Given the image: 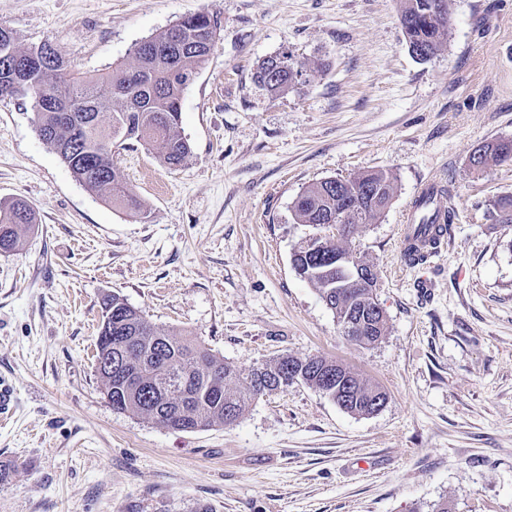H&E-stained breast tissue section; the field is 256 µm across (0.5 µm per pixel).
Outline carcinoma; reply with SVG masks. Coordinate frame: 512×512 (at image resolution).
I'll use <instances>...</instances> for the list:
<instances>
[{
    "label": "carcinoma",
    "instance_id": "1",
    "mask_svg": "<svg viewBox=\"0 0 512 512\" xmlns=\"http://www.w3.org/2000/svg\"><path fill=\"white\" fill-rule=\"evenodd\" d=\"M445 14L446 0H401L399 22L409 48H422L428 59L437 55L448 36ZM218 29L217 18L209 12L188 15L136 44L130 67L98 74L72 68L53 50L55 63L27 73L33 92L48 102L36 113L41 139L90 191L147 218V211L120 179L112 150L136 142L169 168L184 163L191 147L179 131L181 99L187 79L213 50ZM7 34L8 39L0 38V87L10 81L15 63L29 55L17 46L12 31ZM291 66L299 64L289 52L271 56L259 64L254 81L282 95L293 87ZM501 142L495 138L478 148L477 170L505 161ZM395 182L396 176L386 170L325 178L303 188L292 209L298 223L318 226L330 223L339 207L347 211V224L356 230L381 218L393 198ZM494 208L496 223L512 224V198L497 201ZM36 224V212L27 202L1 205L0 254L17 251L23 233ZM330 242V248L310 255L302 265L320 272L307 281L340 321L350 310L359 312L370 305L377 294L369 288L362 295L350 281L336 292V235H330ZM96 347L97 362L103 364L97 372L112 408L177 431L237 422L258 398L254 376L261 370L281 375L287 386L294 383L277 361L242 368L192 339L161 333L116 294L103 299ZM349 375L354 387L351 414L369 413L373 397L388 399L379 385L352 371Z\"/></svg>",
    "mask_w": 512,
    "mask_h": 512
}]
</instances>
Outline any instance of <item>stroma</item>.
Instances as JSON below:
<instances>
[{
  "mask_svg": "<svg viewBox=\"0 0 512 512\" xmlns=\"http://www.w3.org/2000/svg\"><path fill=\"white\" fill-rule=\"evenodd\" d=\"M400 0H0L21 48L51 44L76 69L132 61L135 44L214 13L219 34L182 96L191 153L163 166L140 144L112 161L143 212L79 183L40 138L31 106L0 98V203L38 224L0 255V512H512V161L470 170L512 137V0H448L449 36L410 51ZM291 52L299 84L253 81ZM326 69H317V61ZM389 169L392 202L346 239L374 265L387 332L346 336L293 253L300 190ZM443 179L455 217L439 257L407 266L403 218ZM119 295L158 331L195 336L247 367L326 357L389 400L355 416L302 383L231 425L173 431L109 403L96 370L101 302ZM281 66L284 68H279ZM290 66L294 68H302V65H299L288 51H284L275 56H271L267 59H264L259 64L253 76L254 81L258 85L260 84L266 88L274 95L285 94L290 88L295 86V84L293 85L294 82L289 75L288 69ZM273 70H277L278 72L277 80H270L268 78V81L265 83L267 75ZM508 138H495L483 143L475 152H482L476 160V168L474 170L483 171L490 162H503L505 159L501 150V142Z\"/></svg>",
  "mask_w": 512,
  "mask_h": 512,
  "instance_id": "stroma-1",
  "label": "stroma"
}]
</instances>
